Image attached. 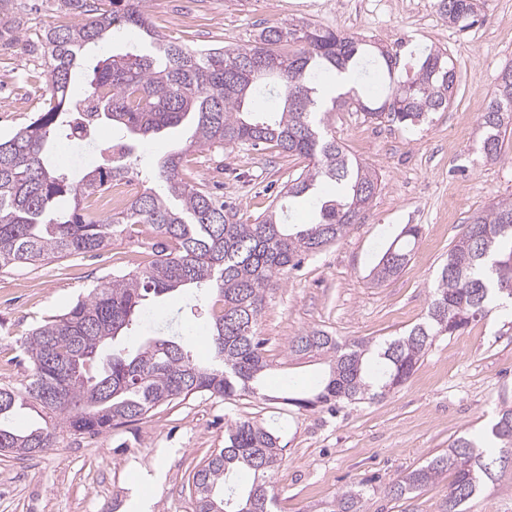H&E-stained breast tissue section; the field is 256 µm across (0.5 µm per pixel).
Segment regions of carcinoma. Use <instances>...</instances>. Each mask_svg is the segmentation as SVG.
Returning a JSON list of instances; mask_svg holds the SVG:
<instances>
[{"label":"carcinoma","instance_id":"obj_1","mask_svg":"<svg viewBox=\"0 0 512 512\" xmlns=\"http://www.w3.org/2000/svg\"><path fill=\"white\" fill-rule=\"evenodd\" d=\"M75 16L70 25L44 37L49 94L44 110L27 126L0 139V267L35 266L47 260L97 253L111 238L139 225L163 239L155 259L118 271L64 313L37 326L26 338L30 373L17 386H0V448L8 453H41L56 446L58 434L95 435L135 421L152 409L195 394L234 400L255 394L268 367L256 326L269 286L297 268L303 257L343 237L377 189V178L349 157L329 133L320 113L355 103L374 120L409 127L431 112L448 108L456 73L440 50L416 65L412 77L397 80L390 53L370 44L300 21L260 30L245 48L191 49L165 43L151 28L143 0H62ZM448 24L461 30L483 21L486 0H436ZM135 30L155 44L144 53L131 43L95 67L83 95L74 93L72 74L85 52ZM296 43L283 53L285 43ZM371 66L391 91L379 100L357 86L321 100L325 75L354 80ZM512 122V66L501 72L497 91L481 116L477 152L486 162L501 156ZM194 127L190 144L164 156L153 171L158 187L136 193L120 212L97 223L85 219L89 199L112 181L132 180L131 156L162 131ZM104 127L122 136L107 143L112 159L79 179L48 157L50 145L79 136L95 138ZM272 146L310 164L284 186V196L310 204L309 224H288L284 207H273L251 224H240L224 201L183 181L180 167L191 148L234 149ZM331 183L335 194L318 191ZM406 243L391 244L372 268L378 282L398 274L411 260L420 228L402 230ZM512 200L502 199L473 217L448 252L425 319L405 334L378 346L364 339L341 340L311 329L288 341V356L324 358L328 376L316 393L295 388L276 397L298 409L340 400L374 401L404 384L440 336H453L492 309L491 292L512 299ZM217 293L221 308L209 329L212 359L200 362L178 336L146 342L131 356L114 346L133 325L146 297L183 288ZM40 408L48 422L18 432L7 421L16 407ZM279 436L255 417L231 421L224 447L194 468L191 487L196 512H274L273 474L279 467ZM512 464V405L502 402L488 436H460L425 464L387 487L396 499L409 498L442 476H451L442 512H467V505L494 480L496 467ZM240 469L253 472L250 486L233 481ZM367 490L352 485L328 503L327 512H364Z\"/></svg>","mask_w":512,"mask_h":512}]
</instances>
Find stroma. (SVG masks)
Returning a JSON list of instances; mask_svg holds the SVG:
<instances>
[{
    "label": "stroma",
    "mask_w": 512,
    "mask_h": 512,
    "mask_svg": "<svg viewBox=\"0 0 512 512\" xmlns=\"http://www.w3.org/2000/svg\"><path fill=\"white\" fill-rule=\"evenodd\" d=\"M14 11L25 26L0 23V137L42 112V36L72 19L60 0H15ZM147 11L156 34L190 48L246 47L265 26L303 20L399 52L400 67L409 70L429 49H440L454 65V93L448 109L413 128L360 111L327 114L329 130L375 173L377 189L341 239L307 256L268 292L257 326L268 361L260 396L198 394L95 436L60 434L45 453L0 456V512H192L191 471L223 447L227 425L240 417L260 419L282 437L274 512H318L360 482L369 488L365 512H441L448 477L410 499L386 489L456 437L483 431L502 401H512L511 317L493 310L438 338L413 375L380 400L300 410L272 397L296 378L318 390L328 372L322 359L290 358L289 338L316 328L381 342L422 321L455 238L476 213L512 198V131L500 160L484 161L474 151L481 115L512 64V0H487L484 22L465 31L448 24L435 0H149ZM187 136L186 128L169 129L139 148L138 187L151 186L157 161ZM304 165L273 149H193L182 176L222 196L241 223L284 203L290 223L305 224L309 205L280 195ZM408 224L421 227L411 261L397 276L373 282L371 269ZM156 242L143 227L113 237L94 257L0 268V385L25 378L31 329L116 270L148 261ZM218 309L214 297L194 288L146 300L139 324L119 345L132 353L147 339L179 336L205 358L204 333ZM469 512H512V466L497 470Z\"/></svg>",
    "instance_id": "obj_1"
}]
</instances>
